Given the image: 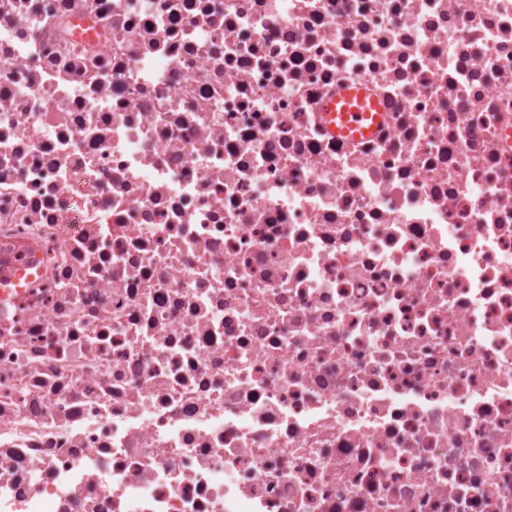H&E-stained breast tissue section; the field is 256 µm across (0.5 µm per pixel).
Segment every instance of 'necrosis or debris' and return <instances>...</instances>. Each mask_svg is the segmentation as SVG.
Instances as JSON below:
<instances>
[{
	"mask_svg": "<svg viewBox=\"0 0 512 512\" xmlns=\"http://www.w3.org/2000/svg\"><path fill=\"white\" fill-rule=\"evenodd\" d=\"M7 265L0 512H512V0H0ZM366 96L361 88H345L336 98L322 103L321 109L330 121L329 128L333 134L348 135L354 131L352 137H359L368 136L374 131L379 114L363 112H378V108L373 100L367 104ZM335 119H339L340 127L333 123ZM368 120L372 122L364 126L363 122Z\"/></svg>",
	"mask_w": 512,
	"mask_h": 512,
	"instance_id": "1",
	"label": "necrosis or debris"
}]
</instances>
